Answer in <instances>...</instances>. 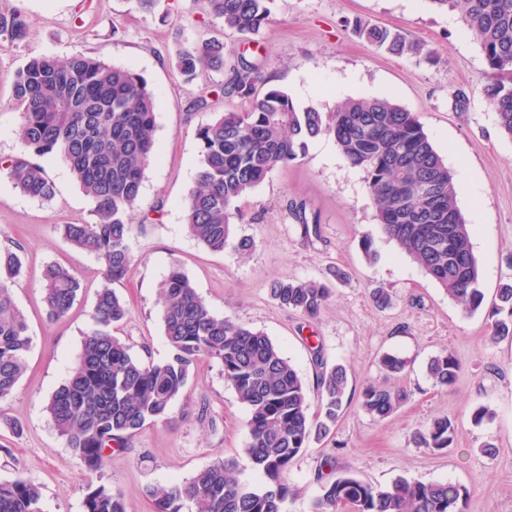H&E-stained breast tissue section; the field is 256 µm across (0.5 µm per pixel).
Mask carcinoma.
I'll use <instances>...</instances> for the list:
<instances>
[{
	"label": "carcinoma",
	"mask_w": 512,
	"mask_h": 512,
	"mask_svg": "<svg viewBox=\"0 0 512 512\" xmlns=\"http://www.w3.org/2000/svg\"><path fill=\"white\" fill-rule=\"evenodd\" d=\"M209 13L242 34L263 29L271 0H206ZM434 9L458 12L478 41L486 70V93L500 131L512 137V0H429ZM366 41L397 56H420L424 46L398 30L355 23ZM0 35L24 40L21 12L0 18ZM224 44L210 42L179 50L177 70L194 79L198 70L224 68ZM253 65L240 62L224 93L250 100L243 112L227 111L200 126V159L194 186L184 201L188 233L213 252L230 243L238 203L277 164L302 156L308 142L331 135L349 163L362 169L377 208L382 234L413 258L465 314L477 311L484 295L473 253L471 228L458 205V187L447 164L413 113L388 98H349L334 112L298 108L289 95L270 89L253 97ZM13 103L22 113L24 150L0 161L23 194L49 201L55 183L37 158L56 155L93 205L91 224H62L65 239L95 254L104 266L92 323L67 379L49 396L46 410L71 454L98 471L112 446L149 424L171 421L172 406L201 358L218 361L224 379L247 410L246 448L264 481L251 484L233 475V464L217 457L185 481L149 484L153 512H287L296 490L283 474L314 439L329 436L343 413L347 372L323 368L317 410L281 348L259 330L215 315L179 265L172 264L161 286V322L170 358L155 362L135 356L112 328L127 316L112 284L131 272L132 214L137 210L145 170L157 150L155 101L143 78L127 67L76 54L60 61L29 58L16 72ZM304 234L317 228L304 203L290 206ZM18 243L0 248V403L8 400L27 369L31 337L16 305L11 281L22 269ZM49 318H65L80 290L65 268L44 273ZM280 305L314 318L329 301L325 283L284 279L269 288ZM494 335H512V283L500 288ZM387 377L400 375L406 361L386 353L379 360ZM460 365L450 352L432 358L427 372L439 386H451ZM405 398L386 383H370L360 406L376 420L390 417ZM457 434L446 417L417 433L425 448L444 450ZM41 488L27 479L0 483V512H43ZM469 493L453 483L400 477L378 486L346 472L321 485L312 512H464ZM85 512H128L123 494L100 484L89 488Z\"/></svg>",
	"instance_id": "cac0c4a2"
}]
</instances>
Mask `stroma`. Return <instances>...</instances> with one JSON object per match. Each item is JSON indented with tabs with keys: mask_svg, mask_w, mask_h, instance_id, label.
Wrapping results in <instances>:
<instances>
[{
	"mask_svg": "<svg viewBox=\"0 0 512 512\" xmlns=\"http://www.w3.org/2000/svg\"><path fill=\"white\" fill-rule=\"evenodd\" d=\"M18 11L29 26L26 40L0 38V159L23 150L12 82L31 56L63 60L84 53L125 66L155 96L159 154L145 173L138 206L147 220L133 226L132 272L115 286L129 314L114 334L131 353L157 362L170 357L160 287L171 264H179L215 314L262 331L281 347L310 401L318 399L321 366L347 371V404L334 432L304 448L284 475L297 491L288 512H311L321 483L344 471L376 485L399 477L448 481L468 490L465 512H512V338L492 336L495 296L512 282V139L497 128L484 92V58L460 15L436 11L429 0H274L268 25L242 35L211 16L204 0H156L149 12L137 0H0V16ZM358 19L400 30L423 43L432 60L369 44L353 30ZM188 39L223 42V70L186 80L174 59ZM242 58L256 67V93L281 89L300 108L331 112L351 97H388L415 115L457 179L484 293L476 313L463 314L410 256L381 238L363 170L329 136L310 141L288 166L274 167L241 201L233 232L253 241L249 255L230 247L213 252L188 236L183 201L199 163L197 130L219 113L246 107V99L222 91ZM202 96L207 104L200 108ZM42 163L56 186L48 202L22 194L0 170V244L23 247L12 292L32 338L27 371L0 403V482L23 477L39 484L43 512H83L90 486L99 484L121 491L128 512H152L147 484L185 480L219 456L233 461L240 480L259 482L245 451L246 411L214 360L194 366L173 405V423L144 427L110 452L100 473L90 472L59 437L45 405L80 353L102 265L59 230L94 222L92 203L59 158ZM299 202L317 217L318 235L304 236L289 215ZM366 235L376 239L372 261L361 248ZM50 264L67 268L82 285L61 321L48 320L43 303L42 273ZM338 269L344 281L334 280ZM286 277L330 284L333 294L316 318L271 298L269 285ZM378 290L388 294V305L376 303ZM446 351L460 371L452 386L439 387L426 364ZM386 353L407 361L395 381L407 398L379 421L361 410L360 397L367 384L383 381L379 360ZM481 404L495 418L476 426L471 413ZM443 416L457 426L452 446H419L415 433ZM12 420L18 431L10 430ZM487 443L494 454L483 453Z\"/></svg>",
	"mask_w": 512,
	"mask_h": 512,
	"instance_id": "stroma-1",
	"label": "stroma"
}]
</instances>
